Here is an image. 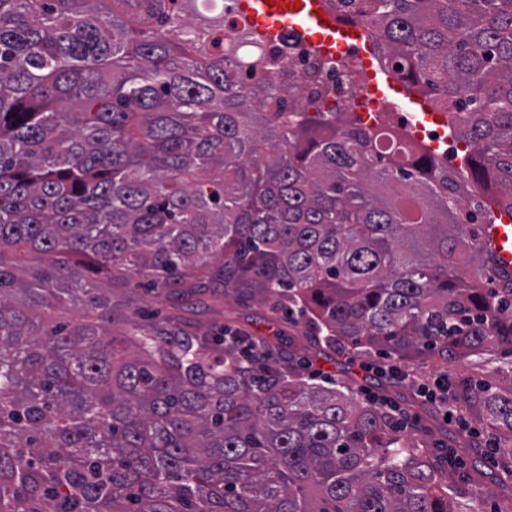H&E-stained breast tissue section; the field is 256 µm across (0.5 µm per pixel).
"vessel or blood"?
<instances>
[{
    "mask_svg": "<svg viewBox=\"0 0 512 512\" xmlns=\"http://www.w3.org/2000/svg\"><path fill=\"white\" fill-rule=\"evenodd\" d=\"M246 12L261 36L275 37L289 26L320 52L342 44L347 38L343 22L327 11L325 0H298L294 9L287 7L286 0H276L272 5L266 0H246ZM483 235L490 242L499 266L512 272V221L484 225Z\"/></svg>",
    "mask_w": 512,
    "mask_h": 512,
    "instance_id": "b4317fda",
    "label": "vessel or blood"
}]
</instances>
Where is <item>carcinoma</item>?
<instances>
[{"mask_svg":"<svg viewBox=\"0 0 512 512\" xmlns=\"http://www.w3.org/2000/svg\"><path fill=\"white\" fill-rule=\"evenodd\" d=\"M339 8L448 113L465 176L378 154L376 130L300 93L267 111L273 83L221 52L219 2L0 0V512H478L345 383L243 355L226 327H145L131 299L112 335L114 270L181 311L220 288L299 306L336 353L494 363L507 383L453 395L512 468V272L461 210L512 219V0ZM70 306L81 322L44 321Z\"/></svg>","mask_w":512,"mask_h":512,"instance_id":"carcinoma-1","label":"carcinoma"}]
</instances>
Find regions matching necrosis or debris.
I'll return each instance as SVG.
<instances>
[{
    "label": "necrosis or debris",
    "instance_id": "obj_1",
    "mask_svg": "<svg viewBox=\"0 0 512 512\" xmlns=\"http://www.w3.org/2000/svg\"><path fill=\"white\" fill-rule=\"evenodd\" d=\"M226 22L224 55L243 67V76L248 82L271 80L284 85L288 82L289 74L318 72L327 88L326 94L320 98L323 109L353 111L365 117L368 124L380 126L385 134L379 143L380 151L395 150L403 156L412 151L415 141L420 140L445 143L446 157L456 155L457 148L448 142L442 127L426 126L414 130L412 119L402 114L400 109L387 107L376 100L365 83L356 43H347L332 53L319 54L289 27L272 40L242 42L237 39L235 29L246 24V16L236 10L227 15ZM256 55L269 59L270 64L265 71L248 70L249 59Z\"/></svg>",
    "mask_w": 512,
    "mask_h": 512
}]
</instances>
